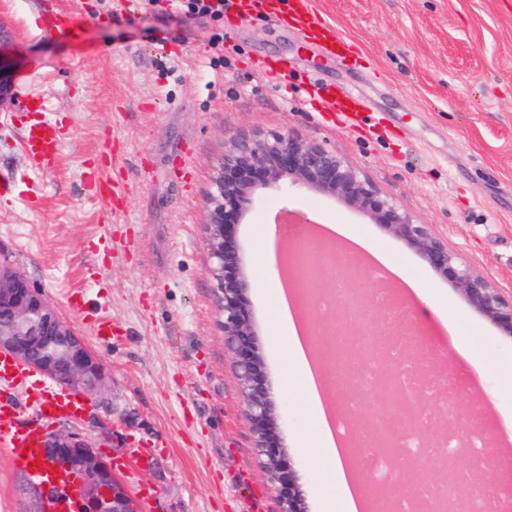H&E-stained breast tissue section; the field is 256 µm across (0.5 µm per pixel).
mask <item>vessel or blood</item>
<instances>
[{
    "mask_svg": "<svg viewBox=\"0 0 512 512\" xmlns=\"http://www.w3.org/2000/svg\"><path fill=\"white\" fill-rule=\"evenodd\" d=\"M263 7L290 23L305 40L317 44L325 56L347 57V39L319 18L312 0H264ZM38 25L61 40L74 39L77 34L72 13L51 4L40 12ZM333 106L344 112L350 123L367 108L365 100L354 92L342 94ZM22 109L30 115L22 140L29 167L36 173L51 171L57 164L65 131L46 115L39 98L26 95ZM90 406L82 391L38 380L34 368L0 353V449L7 452L16 467L27 469L33 462H40L42 475L64 484V475L42 461L41 440L50 426L79 420Z\"/></svg>",
    "mask_w": 512,
    "mask_h": 512,
    "instance_id": "vessel-or-blood-1",
    "label": "vessel or blood"
}]
</instances>
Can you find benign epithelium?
<instances>
[{
    "label": "benign epithelium",
    "instance_id": "benign-epithelium-1",
    "mask_svg": "<svg viewBox=\"0 0 512 512\" xmlns=\"http://www.w3.org/2000/svg\"><path fill=\"white\" fill-rule=\"evenodd\" d=\"M15 60L10 34L0 27V110L12 99ZM338 198L365 212L402 240L459 296L512 343V296L466 263L439 239L432 225L421 224L373 185L355 164L324 145L289 132L232 137L214 168L207 199L205 241L216 283V308L236 368L262 468L276 491L281 512H306L299 476L280 436L274 400L266 382L246 291L249 271L238 247L236 226L261 207L268 190L292 188ZM0 352L31 365L46 377L90 392L104 387L105 375L92 352L59 312L7 262H0ZM42 453L60 462L70 485L28 475L30 512H46L57 499L70 512H136L139 499L111 464L80 433L58 431L45 440Z\"/></svg>",
    "mask_w": 512,
    "mask_h": 512
}]
</instances>
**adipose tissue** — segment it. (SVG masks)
Returning a JSON list of instances; mask_svg holds the SVG:
<instances>
[{"label": "adipose tissue", "instance_id": "adipose-tissue-1", "mask_svg": "<svg viewBox=\"0 0 512 512\" xmlns=\"http://www.w3.org/2000/svg\"><path fill=\"white\" fill-rule=\"evenodd\" d=\"M286 354L289 363L302 383L308 407L316 420L315 445L321 448L326 461L336 473L334 490L341 501L343 512H355L356 504L342 456L336 446V439L327 419L322 391L317 383L309 363L306 347L300 336L293 335L289 337Z\"/></svg>", "mask_w": 512, "mask_h": 512}]
</instances>
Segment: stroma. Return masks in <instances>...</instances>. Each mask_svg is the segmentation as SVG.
Segmentation results:
<instances>
[{
  "label": "stroma",
  "instance_id": "stroma-1",
  "mask_svg": "<svg viewBox=\"0 0 512 512\" xmlns=\"http://www.w3.org/2000/svg\"><path fill=\"white\" fill-rule=\"evenodd\" d=\"M43 0H0V23L16 43V105L0 112V258L102 360L105 387L73 427L105 458L146 448L148 466L127 483L152 497L154 512H279L245 415L214 303L204 242L206 199L231 135L289 131L324 144L472 266L512 292V0H314L347 38L346 61L322 60L299 35L256 11L207 17L169 0H58L79 27L76 42L36 25ZM223 49H215V37ZM292 71L273 80L271 65ZM351 89L370 106L354 125L325 109L329 93ZM42 97L66 130L54 170L30 172L21 150L25 94ZM111 177L112 201L93 196L89 176ZM40 194L38 208L23 200ZM318 224H347L381 245L392 262L437 293L483 363L470 374L433 312L418 333L439 349L455 380L422 404L447 431L450 401L482 419L486 448L472 465L462 446L451 466L426 463L424 482L512 485L501 459L511 433L512 343L440 279L403 241L344 202L306 190L267 193L239 225L251 270L247 297L257 345L290 461L306 480L308 512H341L325 495L335 481L313 443L315 422L287 363L274 320V274L261 262V231L282 211ZM80 309H73L72 301ZM111 317L116 335L92 331ZM22 477L0 450V512H29Z\"/></svg>",
  "mask_w": 512,
  "mask_h": 512
}]
</instances>
